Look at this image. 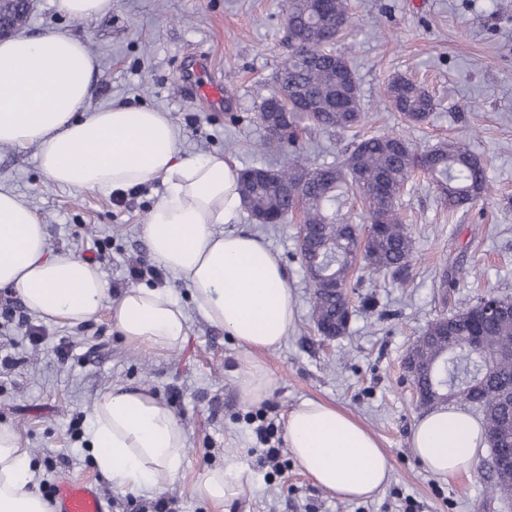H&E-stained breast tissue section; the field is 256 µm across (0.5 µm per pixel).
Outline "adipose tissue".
Instances as JSON below:
<instances>
[{
  "label": "adipose tissue",
  "mask_w": 512,
  "mask_h": 512,
  "mask_svg": "<svg viewBox=\"0 0 512 512\" xmlns=\"http://www.w3.org/2000/svg\"><path fill=\"white\" fill-rule=\"evenodd\" d=\"M98 62L74 36L46 32L0 41V144L36 146L39 167L54 184L105 194L161 184L164 192L144 227L152 258L183 278L196 312L240 347L245 402H263L272 379L257 354L277 348L293 322L285 272L256 236L222 233L240 205L237 174L222 154L181 156L179 132L166 113L107 106L86 111ZM39 217L0 190V288L57 323L88 321L102 309L127 342L158 353L179 348L187 314L163 288L136 287L113 297L98 268L49 254ZM288 449L313 482L340 499L375 495L389 461L360 423L317 399L289 410ZM88 437L97 471L121 490L160 494L184 468L187 430L147 388L112 387L96 402ZM482 423L455 405L419 418L410 446L438 476L468 471L487 447ZM254 486L237 454L195 484L199 498L221 505ZM0 512H49L36 489L28 452L0 425Z\"/></svg>",
  "instance_id": "obj_1"
}]
</instances>
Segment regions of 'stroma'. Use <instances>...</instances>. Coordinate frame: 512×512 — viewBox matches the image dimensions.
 <instances>
[{"mask_svg": "<svg viewBox=\"0 0 512 512\" xmlns=\"http://www.w3.org/2000/svg\"><path fill=\"white\" fill-rule=\"evenodd\" d=\"M356 25L335 45L355 72L369 117L366 134L396 132L420 150L454 139L468 141L486 163L490 200L448 214L426 175L412 179L398 200L415 253L398 278L363 275L350 290L353 313L346 335H319L311 290L301 265L295 222L255 223L239 211L228 228L262 238L287 275L294 321L281 345L261 353L273 380L261 405L238 392L241 351L223 330L190 316L180 348L155 354L129 344L112 325L109 310L89 322L43 320L16 293L0 288V425L12 427L50 497L62 476L92 479L108 512H512L488 487L492 476L479 462L445 478L428 472L410 449L414 423L424 414L413 397L403 359L437 319L468 307L487 292L512 300V0H350ZM56 31L80 37L99 61L94 111L111 103L168 113L180 130L179 149L191 157L220 152L237 170L276 167L279 157L258 153L263 134L256 113L289 55L279 0H112V12L78 23L57 14L53 0H35L22 34ZM207 53L210 80L235 96L238 118L209 112L179 84L193 54ZM398 74L422 84L436 110L412 125L386 102ZM353 136L311 129L301 143L316 163L343 161ZM0 188L12 191L47 226V248L94 258L113 295L131 283L127 266L149 260L144 226L160 199L158 185L122 196L62 187L41 172L34 147L0 145ZM456 285L444 289L442 274ZM42 328L32 344L27 324ZM145 387L166 401L187 431L181 474L163 496L121 492L100 476L86 446L87 420L112 387ZM335 405L378 439L390 466L388 485L365 501H344L315 485L291 454L285 467L264 465L254 429L258 417L273 424L272 445L284 449L287 413L305 399ZM238 454L260 479L244 496L217 509L196 497L204 473Z\"/></svg>", "mask_w": 512, "mask_h": 512, "instance_id": "stroma-1", "label": "stroma"}]
</instances>
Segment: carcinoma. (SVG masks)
<instances>
[{
  "label": "carcinoma",
  "instance_id": "1",
  "mask_svg": "<svg viewBox=\"0 0 512 512\" xmlns=\"http://www.w3.org/2000/svg\"><path fill=\"white\" fill-rule=\"evenodd\" d=\"M285 21L296 25L292 53L282 63L277 83L288 89V100L303 107L286 131L265 133L261 150L276 147L289 151L280 169L251 167L240 172L239 192L245 208L258 224H286L294 214L315 233V249L298 247L304 270L336 276L340 291L313 288L312 312L324 321L336 320V335L349 329L352 306L348 288L354 267L395 275L408 267L413 240L399 212L397 200L413 175L422 172L433 180L448 213L492 195L485 162L463 141L443 143L418 152L401 134L361 136L339 164H316L300 144L303 123L334 132L360 128L367 117L358 83L349 61L327 42L331 28L343 35L354 22L349 0H323L317 13L307 0H282ZM390 105L412 124L425 122L435 110L430 93L412 79L397 75L386 88ZM319 173L318 182L306 185L294 197L270 187L268 179L297 180L301 172ZM358 195L366 212L364 224H348L340 217L341 200ZM470 309L448 318L447 335L457 337L449 351H423L432 369L419 375L423 390H448L456 400L482 412L486 432L494 437L490 453L502 456L512 449V402L502 398L512 386V362L498 357L512 347V307L481 323L483 346L474 351L465 345L473 333Z\"/></svg>",
  "mask_w": 512,
  "mask_h": 512
}]
</instances>
